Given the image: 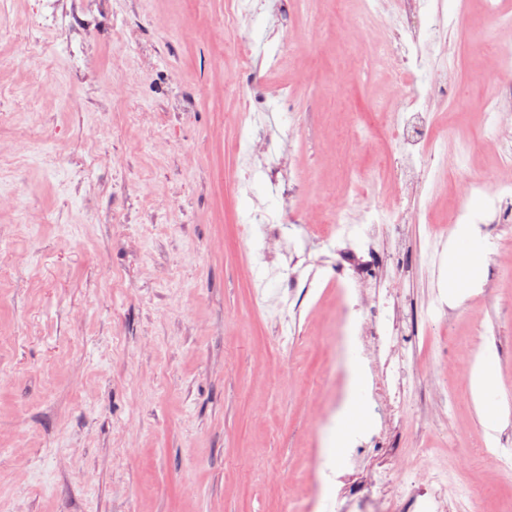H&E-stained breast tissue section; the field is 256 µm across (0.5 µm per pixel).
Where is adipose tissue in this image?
Here are the masks:
<instances>
[{
  "instance_id": "1",
  "label": "adipose tissue",
  "mask_w": 512,
  "mask_h": 512,
  "mask_svg": "<svg viewBox=\"0 0 512 512\" xmlns=\"http://www.w3.org/2000/svg\"><path fill=\"white\" fill-rule=\"evenodd\" d=\"M487 256V244L474 225H455L448 240V261L441 270L446 281L448 298L462 300L482 273ZM471 403L486 433L496 432L501 425V414L494 404L501 392L497 360L490 350L478 352L469 382Z\"/></svg>"
}]
</instances>
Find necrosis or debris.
<instances>
[{
  "instance_id": "necrosis-or-debris-1",
  "label": "necrosis or debris",
  "mask_w": 512,
  "mask_h": 512,
  "mask_svg": "<svg viewBox=\"0 0 512 512\" xmlns=\"http://www.w3.org/2000/svg\"><path fill=\"white\" fill-rule=\"evenodd\" d=\"M386 16L394 26L377 52L394 76L393 97L399 107L379 118L389 138L381 165L392 177L395 200L386 206L364 205L355 198L339 200L331 218L336 232L323 240L334 255L330 268L342 300L335 340L357 349L366 377V407L377 419L373 429L354 435L350 447L351 463L368 456L376 463L359 477L337 473L336 512H452L442 473L427 469L414 477L402 475L387 451L389 427L399 415L407 387L410 358L400 325L383 321L385 309H400L406 299L401 289L383 287L382 282L402 277L405 262L400 249L381 252L368 243L380 233L400 239L403 225L420 223L411 200L432 191L430 174L441 163L440 133L430 120L429 104L447 101L460 79L456 65H437L433 51H421L425 20L420 0H362L359 12H339L334 20L340 27L364 28ZM489 73L497 93L486 107L484 121L495 140L497 191L482 228L508 240L512 238L511 46L492 57Z\"/></svg>"
}]
</instances>
